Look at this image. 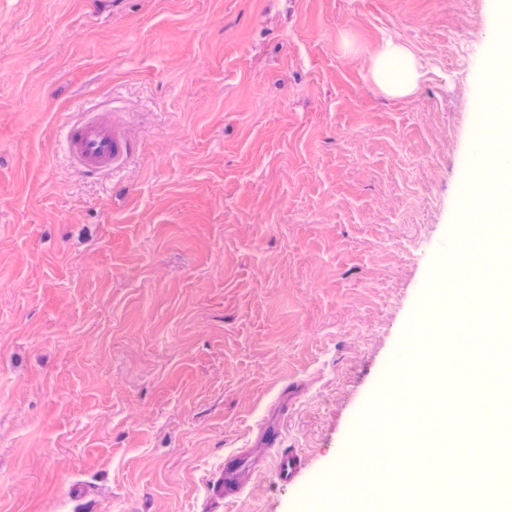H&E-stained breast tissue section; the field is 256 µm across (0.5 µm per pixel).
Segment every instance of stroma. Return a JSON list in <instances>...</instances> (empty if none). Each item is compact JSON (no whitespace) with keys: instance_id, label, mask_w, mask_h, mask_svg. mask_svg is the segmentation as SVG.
Segmentation results:
<instances>
[{"instance_id":"35a3bbf8","label":"stroma","mask_w":512,"mask_h":512,"mask_svg":"<svg viewBox=\"0 0 512 512\" xmlns=\"http://www.w3.org/2000/svg\"><path fill=\"white\" fill-rule=\"evenodd\" d=\"M495 25L512 0H0V512H337L338 450L377 476L397 346L474 285ZM388 40L412 94L371 76ZM88 110L119 173L61 146ZM265 423L309 477L213 499Z\"/></svg>"}]
</instances>
